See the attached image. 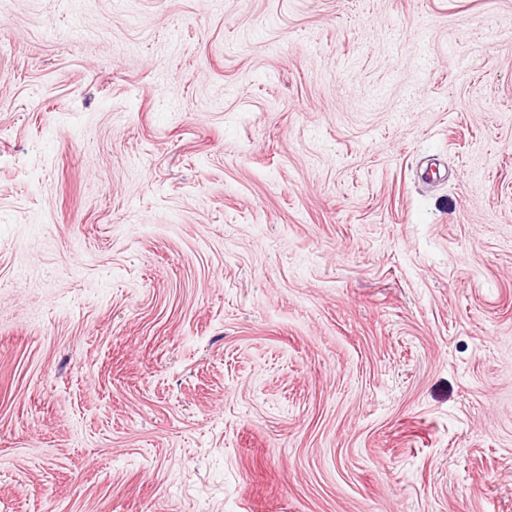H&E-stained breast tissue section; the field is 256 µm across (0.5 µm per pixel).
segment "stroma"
I'll use <instances>...</instances> for the list:
<instances>
[{
	"mask_svg": "<svg viewBox=\"0 0 512 512\" xmlns=\"http://www.w3.org/2000/svg\"><path fill=\"white\" fill-rule=\"evenodd\" d=\"M0 512H512V0H0Z\"/></svg>",
	"mask_w": 512,
	"mask_h": 512,
	"instance_id": "stroma-1",
	"label": "stroma"
}]
</instances>
